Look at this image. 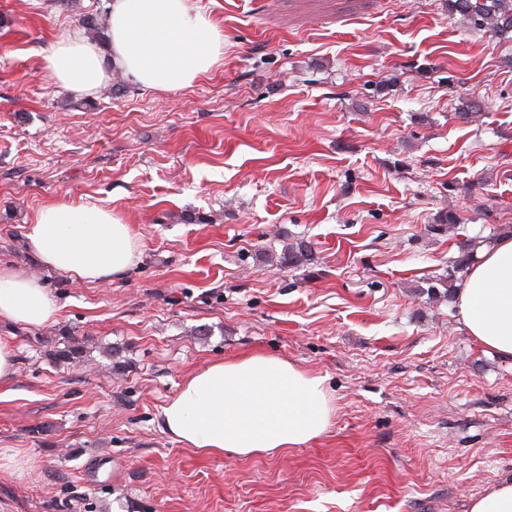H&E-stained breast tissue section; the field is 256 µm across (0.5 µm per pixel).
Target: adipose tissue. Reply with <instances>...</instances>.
I'll return each instance as SVG.
<instances>
[{
	"instance_id": "1",
	"label": "adipose tissue",
	"mask_w": 512,
	"mask_h": 512,
	"mask_svg": "<svg viewBox=\"0 0 512 512\" xmlns=\"http://www.w3.org/2000/svg\"><path fill=\"white\" fill-rule=\"evenodd\" d=\"M105 46L63 37L45 67L77 94L111 72L144 88L167 91L206 77L224 54V34L190 0H112ZM28 249L48 269L82 282L120 276L141 243L108 207L57 200L25 227ZM459 320L488 353L512 359V234L482 247L456 289ZM61 306L36 279L0 264V324L31 328L55 322ZM335 413L324 376L264 353L217 360L182 380L161 409L167 432L207 455L248 459L285 452L323 435Z\"/></svg>"
}]
</instances>
